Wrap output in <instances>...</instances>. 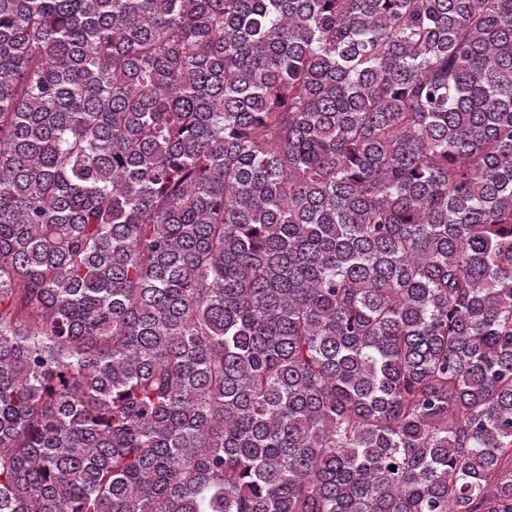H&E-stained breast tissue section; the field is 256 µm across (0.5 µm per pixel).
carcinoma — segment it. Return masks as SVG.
<instances>
[{"label": "carcinoma", "instance_id": "carcinoma-1", "mask_svg": "<svg viewBox=\"0 0 512 512\" xmlns=\"http://www.w3.org/2000/svg\"><path fill=\"white\" fill-rule=\"evenodd\" d=\"M0 512H512V0H0Z\"/></svg>", "mask_w": 512, "mask_h": 512}]
</instances>
